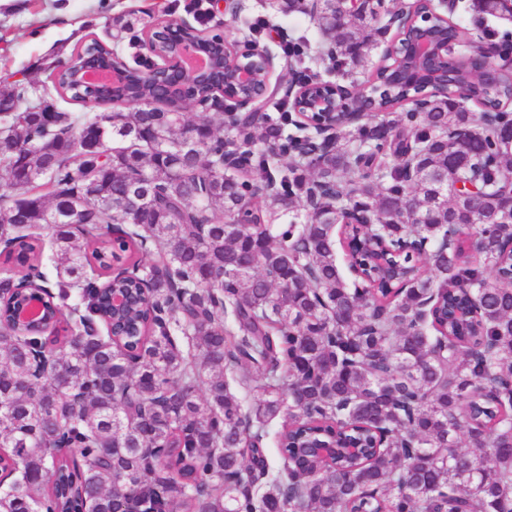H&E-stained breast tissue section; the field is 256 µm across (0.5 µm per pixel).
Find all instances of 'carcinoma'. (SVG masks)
<instances>
[{"mask_svg":"<svg viewBox=\"0 0 512 512\" xmlns=\"http://www.w3.org/2000/svg\"><path fill=\"white\" fill-rule=\"evenodd\" d=\"M499 8L474 0L473 24ZM337 16L313 18L331 70L373 42ZM91 61L112 48L51 67L61 98L104 94L73 80ZM35 86L0 92V240L28 268L0 275V512H512V287L487 277H512V69L474 110L450 79L424 112L380 72L383 118L315 157L279 98L226 126L219 83L191 85L194 120L137 75L132 112H48ZM30 278L67 325L48 350L12 321ZM104 284L148 289L120 312L133 355Z\"/></svg>","mask_w":512,"mask_h":512,"instance_id":"obj_1","label":"carcinoma"}]
</instances>
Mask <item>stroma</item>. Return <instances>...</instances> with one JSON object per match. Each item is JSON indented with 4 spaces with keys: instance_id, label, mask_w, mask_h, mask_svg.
I'll use <instances>...</instances> for the list:
<instances>
[{
    "instance_id": "obj_1",
    "label": "stroma",
    "mask_w": 512,
    "mask_h": 512,
    "mask_svg": "<svg viewBox=\"0 0 512 512\" xmlns=\"http://www.w3.org/2000/svg\"><path fill=\"white\" fill-rule=\"evenodd\" d=\"M189 0H11L0 7V81L11 77L46 82L45 61H67L78 43L95 37L106 39V26L116 16L141 31L153 19L196 22ZM242 13L260 21L253 37L280 52L282 35H303L309 52L322 46L314 21L302 13L281 14L271 0H242Z\"/></svg>"
}]
</instances>
